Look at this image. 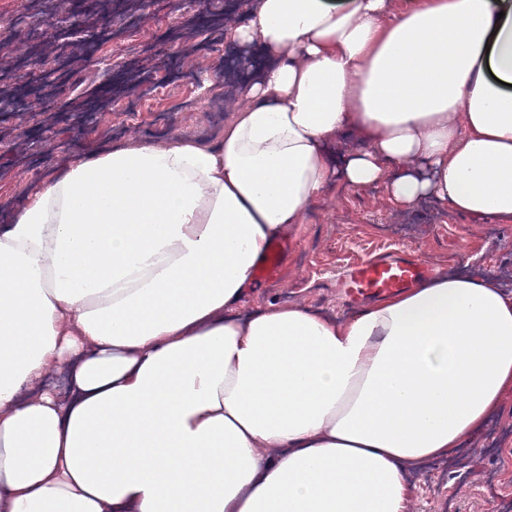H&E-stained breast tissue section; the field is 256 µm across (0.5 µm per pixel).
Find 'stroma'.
<instances>
[{"label":"stroma","instance_id":"stroma-1","mask_svg":"<svg viewBox=\"0 0 512 512\" xmlns=\"http://www.w3.org/2000/svg\"><path fill=\"white\" fill-rule=\"evenodd\" d=\"M175 22V17L168 14L166 0H155L150 22L135 34L137 41L151 42L155 49L168 52L160 70L164 76L183 69L185 64L164 40L167 28ZM125 52L123 46L95 42L84 61L85 96L105 88L108 75L100 70L99 60L111 58L112 68L117 71L124 63ZM192 93V88L178 87L167 97L147 101L137 117V127L151 124L158 113L169 112L177 131L211 137L214 129L204 113L174 109L175 99ZM20 127L39 136L51 151L41 158L38 171L0 181V224L55 165L112 142L108 136H74L69 122L49 124L39 112L27 116ZM287 242L288 252L278 277L256 284L253 302L297 301L322 312L348 314L356 306L339 287L342 272L359 260L399 251L421 255L435 273L487 274L512 290V223L474 224L435 201L402 208L390 202L380 188L352 190L335 185L326 204L310 211L302 231L288 235ZM489 477L497 480L491 495L485 489ZM491 498L498 505L497 512H512V399L490 418L483 434L447 458L445 470L438 472L434 481L420 484L415 508L416 512H487L485 504Z\"/></svg>","mask_w":512,"mask_h":512}]
</instances>
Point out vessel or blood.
<instances>
[{
    "mask_svg": "<svg viewBox=\"0 0 512 512\" xmlns=\"http://www.w3.org/2000/svg\"><path fill=\"white\" fill-rule=\"evenodd\" d=\"M285 251L283 243H273L268 256L257 269L259 280L277 276L279 261ZM431 272L425 259L413 256H393L361 261L349 266L344 290L350 299L365 301L400 292L418 285Z\"/></svg>",
    "mask_w": 512,
    "mask_h": 512,
    "instance_id": "vessel-or-blood-1",
    "label": "vessel or blood"
}]
</instances>
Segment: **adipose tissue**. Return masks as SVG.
I'll use <instances>...</instances> for the list:
<instances>
[{
  "label": "adipose tissue",
  "instance_id": "ef3b65f1",
  "mask_svg": "<svg viewBox=\"0 0 512 512\" xmlns=\"http://www.w3.org/2000/svg\"><path fill=\"white\" fill-rule=\"evenodd\" d=\"M211 140L131 134L0 225V512H412L512 396V292L249 307L334 184L512 223V0H252ZM355 144L339 149L344 131Z\"/></svg>",
  "mask_w": 512,
  "mask_h": 512
}]
</instances>
